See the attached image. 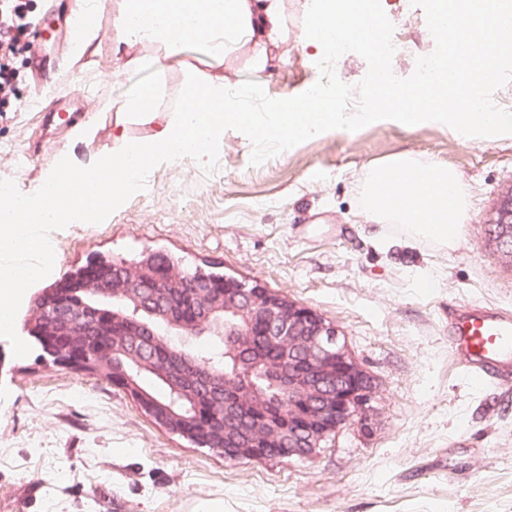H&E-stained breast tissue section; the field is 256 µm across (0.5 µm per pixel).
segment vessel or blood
Here are the masks:
<instances>
[{
    "instance_id": "vessel-or-blood-1",
    "label": "vessel or blood",
    "mask_w": 512,
    "mask_h": 512,
    "mask_svg": "<svg viewBox=\"0 0 512 512\" xmlns=\"http://www.w3.org/2000/svg\"><path fill=\"white\" fill-rule=\"evenodd\" d=\"M450 351L474 383L512 380V310L464 301L448 311Z\"/></svg>"
}]
</instances>
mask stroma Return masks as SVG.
Wrapping results in <instances>:
<instances>
[{"instance_id":"1","label":"stroma","mask_w":512,"mask_h":512,"mask_svg":"<svg viewBox=\"0 0 512 512\" xmlns=\"http://www.w3.org/2000/svg\"><path fill=\"white\" fill-rule=\"evenodd\" d=\"M310 0H286L281 59L255 72L217 62L204 44L173 58L160 113L171 112L196 67L268 97L298 95L319 78L321 55L298 34ZM406 37L392 65L410 76L434 48L420 8L381 0ZM99 48L21 53L13 108L0 112V179L35 193L61 152L83 162L111 152L114 111L137 78L112 53V8L94 13ZM96 119V135L73 126ZM241 132L225 131L218 167L163 163L145 191L99 224L51 233L52 272L25 299L98 257L137 260L165 251L184 268L215 267L256 281L336 324L374 390L368 428L352 425L308 459L228 460L158 426L106 379L14 357L0 338V512H512V387L472 383L451 361L448 309L467 300L512 308V265L500 261L486 220L512 187V138L465 142L445 124L376 121L333 130L263 164ZM454 168L468 193L453 246L368 219L367 172L392 156Z\"/></svg>"}]
</instances>
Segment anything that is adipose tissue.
Returning <instances> with one entry per match:
<instances>
[{
	"label": "adipose tissue",
	"mask_w": 512,
	"mask_h": 512,
	"mask_svg": "<svg viewBox=\"0 0 512 512\" xmlns=\"http://www.w3.org/2000/svg\"><path fill=\"white\" fill-rule=\"evenodd\" d=\"M114 54L127 66L163 70L188 45L205 44L219 61L241 55L262 71L288 36L284 0H114ZM142 43L163 47L150 61L127 57ZM366 208L377 223L405 224L415 235L453 245L466 217V191L452 168L399 154L363 180Z\"/></svg>",
	"instance_id": "obj_1"
}]
</instances>
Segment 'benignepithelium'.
Listing matches in <instances>:
<instances>
[{
	"label": "benign epithelium",
	"mask_w": 512,
	"mask_h": 512,
	"mask_svg": "<svg viewBox=\"0 0 512 512\" xmlns=\"http://www.w3.org/2000/svg\"><path fill=\"white\" fill-rule=\"evenodd\" d=\"M487 224L497 255L512 261V188L503 193L489 214ZM156 291L151 297L140 294L142 285L126 265L93 263L83 279L57 295L41 294L42 307L54 309L53 322L78 334L106 335L105 327L119 324L135 335L155 332L120 312L105 314L107 300L126 299L137 310L146 309L163 318L167 328L181 336L196 335L208 329L229 338L230 355L236 365L246 359L255 342L279 347L288 354L290 369L304 382L287 386L291 415L280 416L267 410L265 395L245 379L237 383L241 395L254 394L251 403L224 401V457L262 460L307 459L323 444L335 439L356 419L362 417L369 401L372 383L367 372L349 350L337 326L309 307L301 305L261 285L233 277L220 283L187 277L179 280L166 269L154 276ZM47 352L56 366L84 371L87 356L70 346L50 343ZM113 381L135 397L151 399L135 382L133 368L147 369L171 389L172 401L156 412L146 407L148 416L171 433L192 439L198 426L214 419L212 409H204L195 395H187L171 370L145 362L141 354L125 345H112ZM274 449L269 454L268 449Z\"/></svg>",
	"instance_id": "7a95c632"
}]
</instances>
